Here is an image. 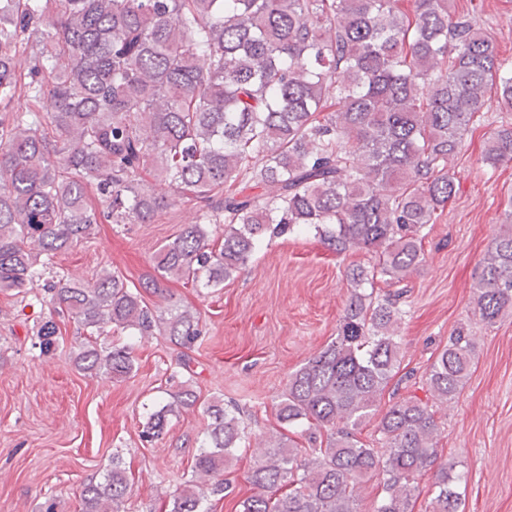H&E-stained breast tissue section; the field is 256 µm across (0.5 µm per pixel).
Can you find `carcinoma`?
Returning a JSON list of instances; mask_svg holds the SVG:
<instances>
[{"instance_id":"carcinoma-1","label":"carcinoma","mask_w":512,"mask_h":512,"mask_svg":"<svg viewBox=\"0 0 512 512\" xmlns=\"http://www.w3.org/2000/svg\"><path fill=\"white\" fill-rule=\"evenodd\" d=\"M28 54L27 71L19 58ZM26 94L45 113L17 112ZM512 112V68L448 0H0V291L20 294L50 259L95 235L99 224H149L177 202L195 208L155 257L160 277L216 288L266 237L310 228L337 253L367 250L336 337L288 380L276 405L280 429L263 440L240 512H358L361 485L378 477L372 512H414L418 478L438 456L435 412L399 397L396 298L363 287H401L423 260L421 231L458 191L448 159L491 107ZM512 161V124L482 154ZM167 184L159 195L145 171ZM97 201L91 202L89 189ZM224 225L212 238L209 226ZM474 315L488 326L512 312V226L480 264ZM53 317L40 350L59 335L55 317L89 337L133 330L191 349L197 313L147 304L119 275L47 282ZM463 331L430 365L427 390L457 396L473 367ZM74 366L114 381L134 369L128 346L82 344ZM389 394L380 454L360 438ZM141 431L165 433L168 416L195 407L191 384L168 393ZM207 442L169 512H206L228 485L216 479L248 440L240 418L215 399ZM303 425L310 457L284 430ZM329 436L321 439L322 433ZM454 463L436 472L428 512H458ZM130 478L122 459L81 493V512H123Z\"/></svg>"}]
</instances>
